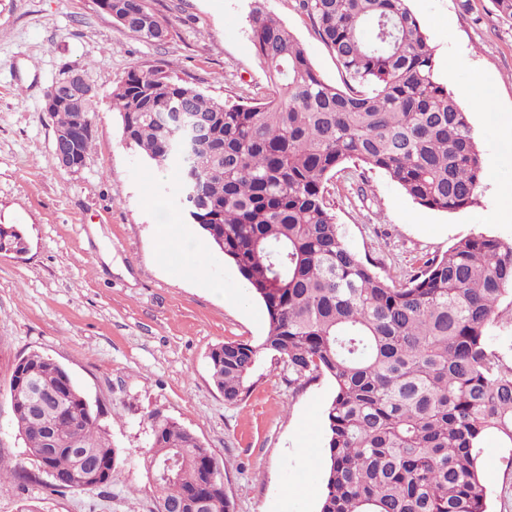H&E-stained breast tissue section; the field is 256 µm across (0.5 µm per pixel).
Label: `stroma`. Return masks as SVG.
<instances>
[{
  "label": "stroma",
  "instance_id": "1",
  "mask_svg": "<svg viewBox=\"0 0 512 512\" xmlns=\"http://www.w3.org/2000/svg\"><path fill=\"white\" fill-rule=\"evenodd\" d=\"M294 34L319 74L343 82L336 60L299 0H145L168 23L162 41L130 33L94 0H0V224L19 227L22 255L0 254V455L32 474L0 483V512L24 501L43 512H154L142 463L150 413L174 418L224 462L234 512H318L329 462L325 411L334 384L292 380L263 355L250 391L228 405L213 385L208 355L227 340L260 343L263 302L236 267L192 224L171 171L145 161L124 140L112 92L133 69L164 70L207 97L243 103L267 86L248 17L256 3ZM434 49L435 73L469 113L481 139L485 178L470 208L438 212L413 202L384 173L345 171L328 189L349 246L398 284L474 235L512 237L494 213L495 191L512 184V23L494 0H409ZM67 67L95 93L93 138L84 166L63 170L44 94ZM495 100L485 112L479 97ZM193 235V254L157 247L156 226ZM32 352L63 365L100 414L123 458L110 487L50 493L38 481L13 425L12 368ZM490 512H512V446L483 444ZM304 485L309 498L287 495Z\"/></svg>",
  "mask_w": 512,
  "mask_h": 512
}]
</instances>
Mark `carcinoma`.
Instances as JSON below:
<instances>
[{
  "label": "carcinoma",
  "instance_id": "obj_1",
  "mask_svg": "<svg viewBox=\"0 0 512 512\" xmlns=\"http://www.w3.org/2000/svg\"><path fill=\"white\" fill-rule=\"evenodd\" d=\"M112 19L147 40L167 26L144 0H110ZM341 70L326 82L294 35L261 7L249 16L252 44L268 91L229 105L179 84L158 69L130 71L112 92L129 145L174 169L187 208L212 245L264 304L262 342L213 347L209 368L224 402L249 391L260 354L288 364L298 379L325 376L329 469L320 512H488V479L478 468L485 438L512 446V362L488 335L512 297V239L472 236L404 284H389L346 242L328 184L336 174L379 170L415 203L454 212L477 201L483 158L469 113L439 82L433 48L407 0H299ZM180 103L209 136L176 152L154 115ZM27 240L0 224V252ZM36 389L58 402L13 423L34 460L51 447L53 493L89 488L83 472L112 485L120 461L99 413L56 361L20 358ZM145 469L157 475L156 500L206 512L221 490L204 478L211 449L178 421L148 416Z\"/></svg>",
  "mask_w": 512,
  "mask_h": 512
}]
</instances>
